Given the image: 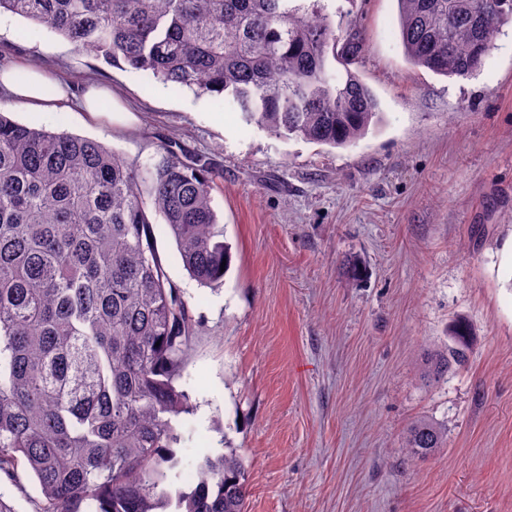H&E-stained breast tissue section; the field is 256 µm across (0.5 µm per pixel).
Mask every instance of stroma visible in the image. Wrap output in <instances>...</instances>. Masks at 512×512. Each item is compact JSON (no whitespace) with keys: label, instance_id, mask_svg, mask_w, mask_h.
I'll return each mask as SVG.
<instances>
[{"label":"stroma","instance_id":"obj_1","mask_svg":"<svg viewBox=\"0 0 512 512\" xmlns=\"http://www.w3.org/2000/svg\"><path fill=\"white\" fill-rule=\"evenodd\" d=\"M330 8L338 26L358 20L352 69L382 112L348 147L217 117L210 97L8 13L0 53L78 87L107 84L138 121L32 113L1 94L0 110L146 162L173 137L214 163L232 254L223 283L190 278L167 225L153 226L197 323L174 487L190 490L197 459L223 451L246 465V512H512V24L480 72L445 77L407 62L396 0ZM458 315L476 334L468 362L424 385L421 359ZM421 416L448 430L425 461L404 446ZM40 499L25 469L0 473L7 512H36Z\"/></svg>","mask_w":512,"mask_h":512}]
</instances>
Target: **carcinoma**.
I'll return each instance as SVG.
<instances>
[{
    "mask_svg": "<svg viewBox=\"0 0 512 512\" xmlns=\"http://www.w3.org/2000/svg\"><path fill=\"white\" fill-rule=\"evenodd\" d=\"M397 5L408 61L447 77L479 72L512 22V0ZM5 12L281 138L346 147L378 122L374 93L348 69L359 24L336 28L325 0H0ZM157 155L144 164L0 111V472L21 465L36 478L39 512H245L248 476L231 453L200 457L188 492L169 482L191 411L177 381L195 322L153 224L164 221L203 286L224 280L232 255L210 158L172 140ZM447 337L422 359L428 385L468 361V321ZM405 447L432 458L448 431L417 420Z\"/></svg>",
    "mask_w": 512,
    "mask_h": 512,
    "instance_id": "carcinoma-1",
    "label": "carcinoma"
}]
</instances>
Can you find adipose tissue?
I'll use <instances>...</instances> for the list:
<instances>
[{
    "label": "adipose tissue",
    "instance_id": "1",
    "mask_svg": "<svg viewBox=\"0 0 512 512\" xmlns=\"http://www.w3.org/2000/svg\"><path fill=\"white\" fill-rule=\"evenodd\" d=\"M15 75L12 69L0 71V93L34 112L52 108L63 110L73 106L80 111L96 114L106 98L105 92L94 87L81 94L71 92L67 83L53 80L34 67L26 68L24 81H17Z\"/></svg>",
    "mask_w": 512,
    "mask_h": 512
}]
</instances>
